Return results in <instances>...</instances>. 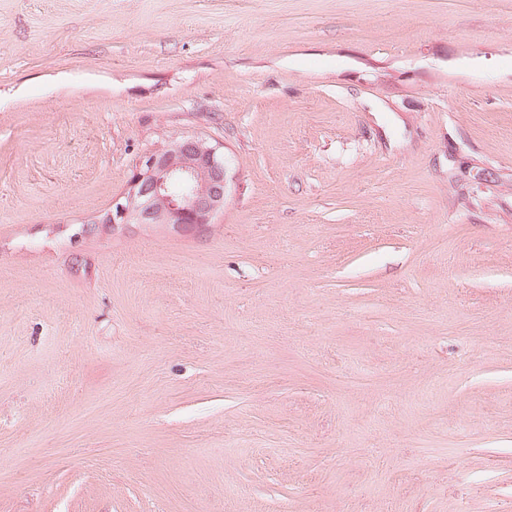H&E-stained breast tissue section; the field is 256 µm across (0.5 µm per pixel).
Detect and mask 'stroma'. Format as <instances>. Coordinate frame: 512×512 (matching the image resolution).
Returning <instances> with one entry per match:
<instances>
[{"label": "stroma", "mask_w": 512, "mask_h": 512, "mask_svg": "<svg viewBox=\"0 0 512 512\" xmlns=\"http://www.w3.org/2000/svg\"><path fill=\"white\" fill-rule=\"evenodd\" d=\"M284 505L512 512V0H0V512ZM180 182L183 191L178 184ZM228 168L216 146L201 136L173 139L145 153L112 208L91 224L117 231L127 224H162L174 230L207 228L224 210Z\"/></svg>", "instance_id": "35a3bbf8"}]
</instances>
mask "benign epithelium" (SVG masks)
<instances>
[{
	"instance_id": "benign-epithelium-1",
	"label": "benign epithelium",
	"mask_w": 512,
	"mask_h": 512,
	"mask_svg": "<svg viewBox=\"0 0 512 512\" xmlns=\"http://www.w3.org/2000/svg\"><path fill=\"white\" fill-rule=\"evenodd\" d=\"M180 182L183 191L170 193ZM228 168L218 148L201 136L176 138L145 153L112 208L94 219L116 231L129 224H162L174 230L207 228L224 210Z\"/></svg>"
}]
</instances>
